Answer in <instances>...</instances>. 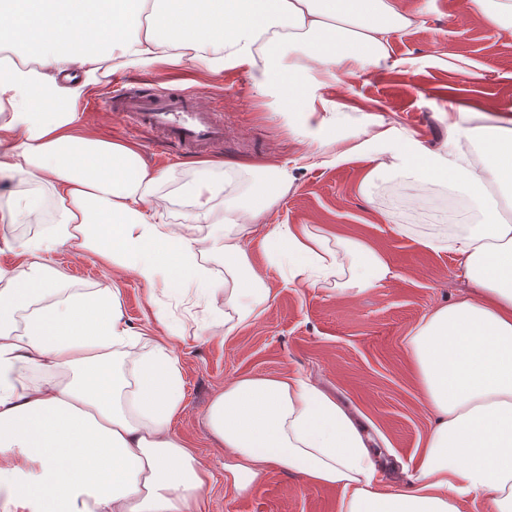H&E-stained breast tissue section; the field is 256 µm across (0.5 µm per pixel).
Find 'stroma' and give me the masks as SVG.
<instances>
[{
    "label": "stroma",
    "instance_id": "stroma-1",
    "mask_svg": "<svg viewBox=\"0 0 512 512\" xmlns=\"http://www.w3.org/2000/svg\"><path fill=\"white\" fill-rule=\"evenodd\" d=\"M403 6L420 17L418 26L394 35L391 42L393 55L403 59L407 69L367 70L338 87L334 97L346 130L368 126L379 115L386 125L415 134L424 146L435 149L447 134L441 112L448 105L483 114L512 107V27L476 19L465 0H403ZM125 75L191 91L209 104L222 101L224 146L211 151V158L234 157L256 167L236 178L239 198L250 199L261 166L285 162L294 167L291 190L264 215V223L321 225L329 234L359 239L383 252L392 268L390 278L356 298L299 282L289 285L283 272L269 265L263 234L255 232L245 248L274 300L258 320L228 336L216 327L224 319V302L210 292L160 283L151 297L133 272L113 270L100 257L79 256L64 245L43 254L46 264L64 273L67 291L90 292L106 285L119 289L124 319L133 332H184L186 341L179 349L184 409L173 431L195 448L214 474L203 512L339 510L338 490L305 485L283 470H270L249 493L225 490L226 453L209 435L205 417L225 382L244 376L292 373L308 379L368 429L378 482L393 490L408 487L433 418L406 339L430 311L457 300L469 288L454 253L426 251L417 238L438 224L471 223L476 208L466 200L461 209L449 210L447 187L424 191L393 177L379 180L370 196H362L359 183L372 166L364 155L308 167L312 145L289 135L287 119L255 93L246 74L210 76L190 63L177 72L135 67ZM114 82L107 77L85 99L88 125L104 139L137 144L147 163L166 173L164 220L184 223L191 207L178 190L194 173L185 158H173L157 138L105 108ZM14 189L15 197H0V241L36 239L58 224V199L51 185L18 179ZM19 196L38 201L39 219H9ZM400 224L409 225L411 234H398ZM160 312L165 321H157Z\"/></svg>",
    "mask_w": 512,
    "mask_h": 512
}]
</instances>
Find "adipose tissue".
<instances>
[{
	"instance_id": "obj_1",
	"label": "adipose tissue",
	"mask_w": 512,
	"mask_h": 512,
	"mask_svg": "<svg viewBox=\"0 0 512 512\" xmlns=\"http://www.w3.org/2000/svg\"><path fill=\"white\" fill-rule=\"evenodd\" d=\"M416 20L401 0H0V190L18 176L50 184L62 207L52 243L103 256L149 288L209 281L205 258L222 260L225 334L273 300L244 240L288 193L293 170L267 168L252 203L240 206L227 191L238 163L196 161L185 188L192 214L161 223L163 172L136 146L89 131L80 109L111 73L188 61L210 75L245 71L288 115L291 134L331 162L380 147L363 196L387 174L448 187L480 211L455 233L419 239L457 253L472 290L407 338L435 417L413 485L378 488L360 423L287 373L232 380L209 404L206 427L232 454L224 485L235 493L279 469L339 490V512H465L477 498L512 512V111L485 126L475 160L462 146L474 130L458 110L437 151L391 127L354 144L335 131L331 88L361 69L400 67L392 37ZM295 44L302 60L285 54ZM218 223L221 233L199 235V225ZM264 242L270 265L311 288L354 298L392 274L380 251L313 224L268 226ZM21 248L27 271L0 268V512H201L214 474L171 430L183 409L184 336L136 338L117 289L65 292L37 259L42 242Z\"/></svg>"
}]
</instances>
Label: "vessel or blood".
<instances>
[{
    "label": "vessel or blood",
    "mask_w": 512,
    "mask_h": 512,
    "mask_svg": "<svg viewBox=\"0 0 512 512\" xmlns=\"http://www.w3.org/2000/svg\"><path fill=\"white\" fill-rule=\"evenodd\" d=\"M109 106L181 152H197L224 140L223 120L190 95L149 93L136 83L115 89Z\"/></svg>",
    "instance_id": "obj_1"
}]
</instances>
